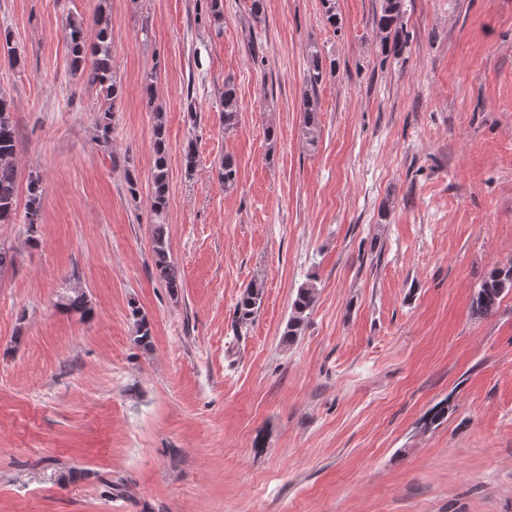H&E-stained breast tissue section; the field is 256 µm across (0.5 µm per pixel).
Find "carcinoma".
<instances>
[{
  "instance_id": "obj_1",
  "label": "carcinoma",
  "mask_w": 512,
  "mask_h": 512,
  "mask_svg": "<svg viewBox=\"0 0 512 512\" xmlns=\"http://www.w3.org/2000/svg\"><path fill=\"white\" fill-rule=\"evenodd\" d=\"M404 0H383L382 14L379 18L380 27L394 32L393 50L398 53L408 42L409 34L404 30ZM94 38L89 40L84 29V22L71 21L66 33L70 49V65L73 74L86 76V82L99 87L105 98V114L114 111L115 102L120 95L116 76L112 71V29L109 25L105 8H100L93 19ZM309 67L305 77L307 91H314L327 73V66L334 62H326L321 52L314 48L308 51ZM224 130L230 131L237 125L238 103L234 85L231 81L224 82ZM303 120L306 134L310 142H315L317 128V112L310 103V97L303 99ZM18 146V131L12 117V103L0 92V224H12L16 220V196L18 188V170L15 166V155ZM152 185L150 202V221L153 231V274L164 283L172 293L181 287L179 272L169 257V242L166 225L169 212V147L166 127L161 112H156L153 128ZM238 168L233 157L226 155L218 164L217 178L230 189L237 182ZM43 190L38 176H30L28 195L25 204L23 221L29 233L37 232V225L42 223ZM512 291V265L498 266L481 283L475 292L472 303V314L488 317L496 313L504 294ZM317 291L310 281L297 288L292 302L291 316L283 331V340L294 341L314 309ZM262 291L254 286L244 289L233 313V327L239 329L251 323L260 310ZM58 307L65 312L85 318L92 313V305L87 294L73 288L60 297Z\"/></svg>"
}]
</instances>
